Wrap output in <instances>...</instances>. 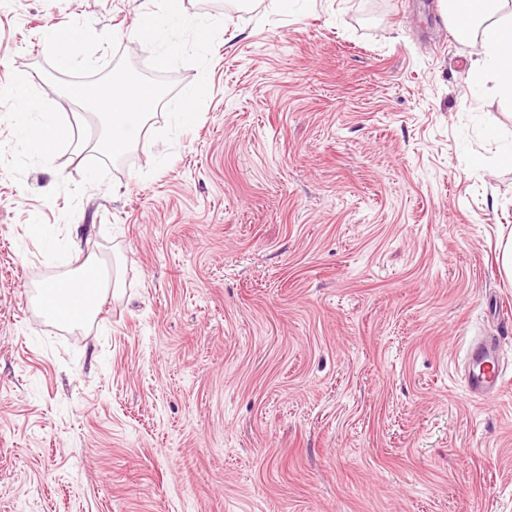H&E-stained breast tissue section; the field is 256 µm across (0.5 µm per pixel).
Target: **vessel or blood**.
Instances as JSON below:
<instances>
[{
    "mask_svg": "<svg viewBox=\"0 0 512 512\" xmlns=\"http://www.w3.org/2000/svg\"><path fill=\"white\" fill-rule=\"evenodd\" d=\"M465 386L476 399L498 393L504 386L506 371L499 358V340L493 336L474 337L467 348Z\"/></svg>",
    "mask_w": 512,
    "mask_h": 512,
    "instance_id": "vessel-or-blood-1",
    "label": "vessel or blood"
}]
</instances>
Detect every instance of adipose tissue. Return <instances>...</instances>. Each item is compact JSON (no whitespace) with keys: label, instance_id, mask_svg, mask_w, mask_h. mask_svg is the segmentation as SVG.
<instances>
[{"label":"adipose tissue","instance_id":"1","mask_svg":"<svg viewBox=\"0 0 512 512\" xmlns=\"http://www.w3.org/2000/svg\"><path fill=\"white\" fill-rule=\"evenodd\" d=\"M445 9L462 15L468 28H482V51L471 62L470 73L479 83L490 86L502 101L512 104V0H446ZM15 101L21 117L19 130L31 136L38 148L63 142L74 144L80 151L89 147V140L75 135L72 126L62 124L54 112L44 109L25 86L17 87ZM111 286L108 276L92 289L75 277L62 285L49 282L42 292L56 301L53 317L76 327L95 318Z\"/></svg>","mask_w":512,"mask_h":512}]
</instances>
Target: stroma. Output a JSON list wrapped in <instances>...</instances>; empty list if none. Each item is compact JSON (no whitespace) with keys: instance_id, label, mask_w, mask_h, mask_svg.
<instances>
[{"instance_id":"stroma-1","label":"stroma","mask_w":512,"mask_h":512,"mask_svg":"<svg viewBox=\"0 0 512 512\" xmlns=\"http://www.w3.org/2000/svg\"><path fill=\"white\" fill-rule=\"evenodd\" d=\"M184 6L222 22L207 71L166 75L206 78L198 120L167 143L157 108L67 222L93 153L40 152L11 94L97 139L46 33L90 22L103 71L150 77L155 2L0 0V512H512V107L471 86L479 39L440 0ZM76 234L120 285L36 321ZM485 332L506 387L478 401ZM497 261L502 277L512 283V229L501 233L497 243ZM499 338L475 336L469 343L464 382L471 397L483 399L501 391L506 371L499 358Z\"/></svg>"}]
</instances>
